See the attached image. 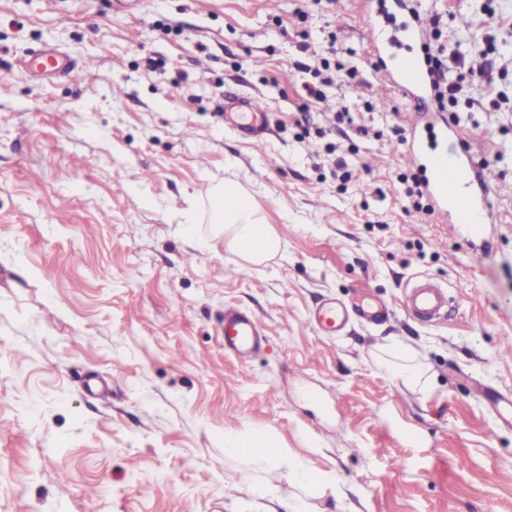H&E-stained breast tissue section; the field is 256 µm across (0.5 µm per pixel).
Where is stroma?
Returning <instances> with one entry per match:
<instances>
[{
  "label": "stroma",
  "instance_id": "stroma-1",
  "mask_svg": "<svg viewBox=\"0 0 512 512\" xmlns=\"http://www.w3.org/2000/svg\"><path fill=\"white\" fill-rule=\"evenodd\" d=\"M372 20L464 57L454 104L426 118L386 82ZM45 49L69 73L27 68ZM231 93L263 102V140L225 127ZM427 119L492 163L482 261L405 194ZM226 179L282 241L265 265L215 233ZM419 277L448 289L433 325L402 309ZM330 300L352 310L335 336L311 323ZM228 307L266 333L248 359ZM510 336L512 0H0V512H512ZM398 349L428 389L379 366ZM255 428L280 460L225 454ZM264 330L257 317L237 309L224 310V349L236 356L261 348Z\"/></svg>",
  "mask_w": 512,
  "mask_h": 512
}]
</instances>
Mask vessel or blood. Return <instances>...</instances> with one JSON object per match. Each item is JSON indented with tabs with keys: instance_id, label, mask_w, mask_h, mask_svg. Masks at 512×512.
<instances>
[{
	"instance_id": "obj_1",
	"label": "vessel or blood",
	"mask_w": 512,
	"mask_h": 512,
	"mask_svg": "<svg viewBox=\"0 0 512 512\" xmlns=\"http://www.w3.org/2000/svg\"><path fill=\"white\" fill-rule=\"evenodd\" d=\"M391 84L403 96L433 105L427 93V80L418 59L411 52L397 54L391 72ZM224 120L239 134L260 137L266 127L265 107L253 97L241 96L224 105ZM407 154L411 166L424 168L428 177L424 190L433 200L439 213L460 225L467 237L483 239L486 227L492 221L489 203V171L477 170L457 154L446 149L424 147L420 139H412ZM448 306V294L428 281H415L405 296L406 312L414 318L432 323L441 318ZM345 314L335 303L327 302L312 316L313 324L325 334H336L343 325ZM264 330L253 314L228 308L224 311V348L234 355L260 349Z\"/></svg>"
}]
</instances>
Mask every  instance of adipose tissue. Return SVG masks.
<instances>
[{
  "label": "adipose tissue",
  "instance_id": "adipose-tissue-1",
  "mask_svg": "<svg viewBox=\"0 0 512 512\" xmlns=\"http://www.w3.org/2000/svg\"><path fill=\"white\" fill-rule=\"evenodd\" d=\"M211 203L225 241L244 261L259 264L279 253V237L266 224L254 198L238 182L228 180L218 186Z\"/></svg>",
  "mask_w": 512,
  "mask_h": 512
}]
</instances>
